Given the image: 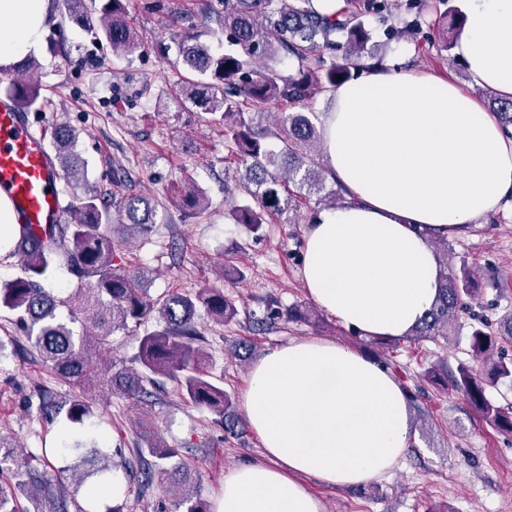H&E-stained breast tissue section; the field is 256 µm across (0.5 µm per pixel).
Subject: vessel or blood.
Wrapping results in <instances>:
<instances>
[{"mask_svg": "<svg viewBox=\"0 0 512 512\" xmlns=\"http://www.w3.org/2000/svg\"><path fill=\"white\" fill-rule=\"evenodd\" d=\"M0 188L7 191L18 223H63L64 182L46 134L34 129L7 97L0 98Z\"/></svg>", "mask_w": 512, "mask_h": 512, "instance_id": "1", "label": "vessel or blood"}]
</instances>
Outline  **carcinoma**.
<instances>
[{
	"mask_svg": "<svg viewBox=\"0 0 512 512\" xmlns=\"http://www.w3.org/2000/svg\"><path fill=\"white\" fill-rule=\"evenodd\" d=\"M349 2L344 0L340 9L325 15L314 9L312 0H212L208 14L218 24L215 31L191 13L174 12L171 0H145L146 11L167 15L180 29L177 45L186 74L179 76L178 93L163 109L199 111L209 123L224 128L227 160L245 166L237 189L248 196L241 203L225 198L224 215L252 233L262 230L268 216L292 208L303 191L319 193L325 186L313 120L300 112L283 113L271 130L254 122L255 112L271 100L305 106L318 94L356 78L360 70L369 68L365 49L370 32L365 19L384 25L394 11L409 14L425 0H358L353 10ZM127 4L128 0H62L63 19L79 25L97 15L99 39L110 45L114 55L131 57L141 50L142 42L128 22ZM430 8L445 33L438 48L449 51L463 29V15L450 0H432ZM203 31L224 36V53L200 43ZM284 58L292 64L289 74L276 68ZM5 95L21 109L42 105L40 84L32 77L9 79ZM489 101L502 129L512 136V99L492 93ZM77 140L76 130L64 123L56 125L55 161L66 183L76 188L87 182L84 162L75 153ZM209 204L206 193L192 181L178 201L183 214L192 218ZM113 207L117 220L138 234L156 231L153 209L142 195L130 191L113 206L104 194L88 187L70 205L67 223L43 231L17 224L9 240V255L18 259L21 274L0 283V312L25 330V353L37 356L76 389L61 403L42 401L40 410L50 404L65 411L69 425L82 426L94 416L89 389L103 385L112 394L146 402L156 396L157 377L162 376L176 383L182 401L224 416L226 428L234 432L231 402L223 384L208 371L210 354L195 322L200 306L216 322L233 318V302L220 289L153 298L133 288L131 279L114 266L119 242L106 231ZM58 267L78 279V286L65 297L41 284ZM438 284L435 304L412 330L414 341L448 335L468 302L480 293L475 271L465 269L458 275L448 271L446 263L439 265ZM62 309L67 316L61 315ZM151 319L157 328L138 337L132 365L114 363L112 336ZM511 342L512 312L499 320L495 330L486 324L473 329L472 364H460L451 380V388L464 394L497 431L510 436L512 404H493L486 388L512 386V358L503 350V344ZM63 444L78 462L89 465L80 479L86 484L87 498L112 493V481L107 479L112 462L96 440L68 433ZM14 448L0 435V512H18L21 495L34 503L37 512H68L61 472L49 455L44 452L33 462H21ZM177 455L178 450L165 442L138 446L136 464L126 463L125 474L136 478L143 491L156 482L180 483L187 471L181 464H170ZM175 508L210 512L206 502L189 492Z\"/></svg>",
	"mask_w": 512,
	"mask_h": 512,
	"instance_id": "cac0c4a2",
	"label": "carcinoma"
}]
</instances>
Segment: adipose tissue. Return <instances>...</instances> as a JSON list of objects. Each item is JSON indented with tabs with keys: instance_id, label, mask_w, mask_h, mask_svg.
I'll list each match as a JSON object with an SVG mask.
<instances>
[{
	"instance_id": "adipose-tissue-1",
	"label": "adipose tissue",
	"mask_w": 512,
	"mask_h": 512,
	"mask_svg": "<svg viewBox=\"0 0 512 512\" xmlns=\"http://www.w3.org/2000/svg\"><path fill=\"white\" fill-rule=\"evenodd\" d=\"M455 52L472 84L512 98V0H462ZM53 0H0V66L37 54ZM328 170L351 202L309 225L311 300L366 337L401 339L438 295L432 240L465 236L512 198V137L460 86L393 60L329 93ZM263 461L224 477L213 512H324L304 483L391 473L410 443L409 403L386 369L322 338L269 350L244 393Z\"/></svg>"
}]
</instances>
